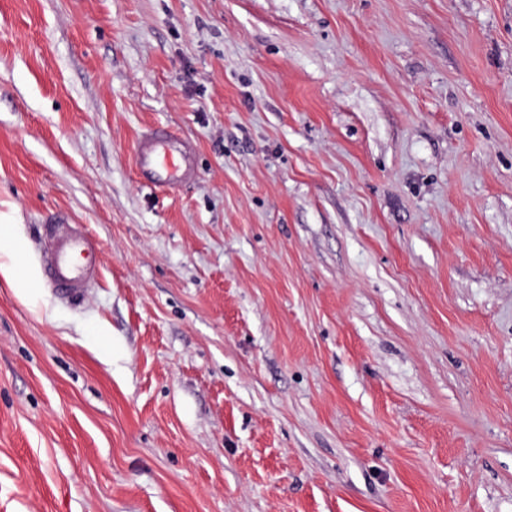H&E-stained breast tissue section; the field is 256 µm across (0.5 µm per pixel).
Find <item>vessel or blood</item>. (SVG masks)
Instances as JSON below:
<instances>
[{
	"label": "vessel or blood",
	"mask_w": 512,
	"mask_h": 512,
	"mask_svg": "<svg viewBox=\"0 0 512 512\" xmlns=\"http://www.w3.org/2000/svg\"><path fill=\"white\" fill-rule=\"evenodd\" d=\"M140 177L156 187L175 191L196 175L189 144L157 129L134 146ZM41 262L47 284L58 296L81 297L99 271L97 243L79 227L57 219L43 227Z\"/></svg>",
	"instance_id": "vessel-or-blood-1"
}]
</instances>
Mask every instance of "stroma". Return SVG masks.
I'll use <instances>...</instances> for the list:
<instances>
[{"mask_svg": "<svg viewBox=\"0 0 512 512\" xmlns=\"http://www.w3.org/2000/svg\"><path fill=\"white\" fill-rule=\"evenodd\" d=\"M60 215L100 274H0V512H512V0H0L18 278ZM134 152L140 177L155 187L174 192L196 175L192 147L168 138L162 129L139 140Z\"/></svg>", "mask_w": 512, "mask_h": 512, "instance_id": "35a3bbf8", "label": "stroma"}]
</instances>
